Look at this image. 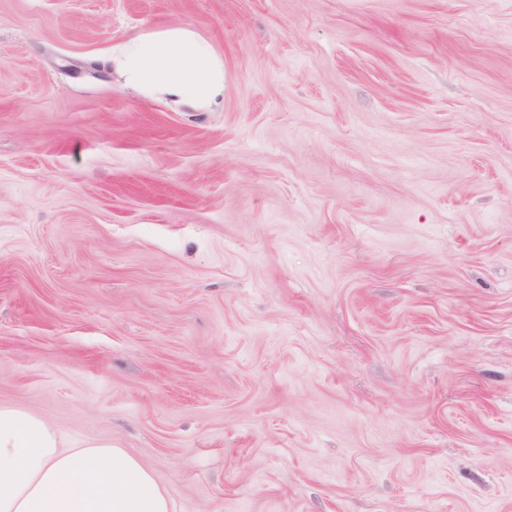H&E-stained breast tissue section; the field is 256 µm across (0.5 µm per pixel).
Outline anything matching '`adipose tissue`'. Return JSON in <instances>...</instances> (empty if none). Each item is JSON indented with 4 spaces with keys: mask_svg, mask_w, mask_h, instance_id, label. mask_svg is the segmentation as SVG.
Returning a JSON list of instances; mask_svg holds the SVG:
<instances>
[{
    "mask_svg": "<svg viewBox=\"0 0 512 512\" xmlns=\"http://www.w3.org/2000/svg\"><path fill=\"white\" fill-rule=\"evenodd\" d=\"M119 87L198 112L224 100V66L184 26L140 33L112 52ZM0 512H173L152 472L109 442L63 447L33 414L0 406Z\"/></svg>",
    "mask_w": 512,
    "mask_h": 512,
    "instance_id": "ef3b65f1",
    "label": "adipose tissue"
}]
</instances>
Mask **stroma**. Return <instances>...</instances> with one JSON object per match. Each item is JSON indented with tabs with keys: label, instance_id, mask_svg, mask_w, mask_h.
Segmentation results:
<instances>
[{
	"label": "stroma",
	"instance_id": "1",
	"mask_svg": "<svg viewBox=\"0 0 512 512\" xmlns=\"http://www.w3.org/2000/svg\"><path fill=\"white\" fill-rule=\"evenodd\" d=\"M178 25L215 111L117 86ZM0 405L174 512H512V0H0Z\"/></svg>",
	"mask_w": 512,
	"mask_h": 512
}]
</instances>
